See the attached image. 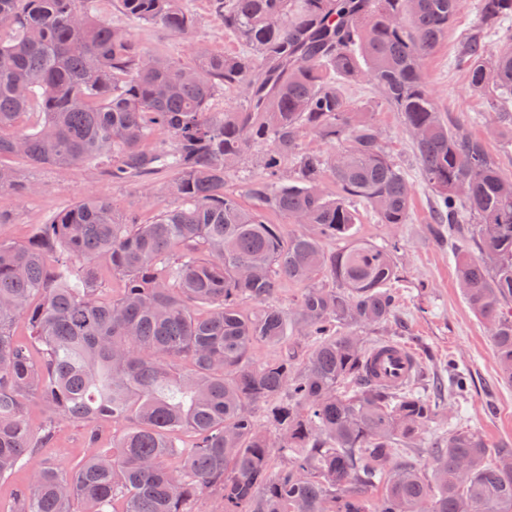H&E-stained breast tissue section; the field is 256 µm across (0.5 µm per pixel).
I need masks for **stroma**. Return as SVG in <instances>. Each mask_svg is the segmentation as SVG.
I'll use <instances>...</instances> for the list:
<instances>
[{"label":"stroma","mask_w":512,"mask_h":512,"mask_svg":"<svg viewBox=\"0 0 512 512\" xmlns=\"http://www.w3.org/2000/svg\"><path fill=\"white\" fill-rule=\"evenodd\" d=\"M188 8L197 24L189 35L178 37L162 26L125 18L118 0H95L93 4L99 19L129 29L140 46L152 51L180 59L189 58L199 46L216 53L240 51V42L225 30L224 18L212 0H188ZM478 24L475 6L469 2L455 18L447 37L427 58L424 71L439 109L464 123L472 134L483 137L487 127L477 115L484 112L485 100L470 90L464 72L454 66L461 37L474 31ZM346 91L354 111L370 113L393 159L401 166L415 168L410 138L398 113L377 102L368 81L350 84ZM14 165L21 180L34 189L23 200L10 192L0 194V210L11 216L10 223L0 224V238L18 243L28 242L38 225L92 193L111 199L117 207L138 212L147 221L175 204L164 189L166 176L162 173L152 175L155 189L147 196L139 182H112L101 167L93 164L59 169L18 159ZM432 205L431 193L417 188L409 222L392 229L377 223L365 204L356 202L359 240L378 244L393 237L401 244L397 254L400 280L396 284L400 327L375 328L366 331L365 336L373 339L393 335L399 342L411 345L425 364V384L430 389L436 383H447L449 358L466 365L473 385L463 410L443 411L438 425L447 427L460 416L476 426L490 447L512 444V386L501 379L485 326L470 310L457 285L456 263L450 251L437 245L428 232ZM86 453L83 429L68 422L59 425L50 447L40 451L42 458L68 469L74 468Z\"/></svg>","instance_id":"stroma-1"}]
</instances>
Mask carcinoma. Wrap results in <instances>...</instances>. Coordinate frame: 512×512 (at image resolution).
<instances>
[{
	"label": "carcinoma",
	"instance_id": "cac0c4a2",
	"mask_svg": "<svg viewBox=\"0 0 512 512\" xmlns=\"http://www.w3.org/2000/svg\"><path fill=\"white\" fill-rule=\"evenodd\" d=\"M214 4L242 51L198 48L184 62L96 18L89 0H0V193L33 191L6 157L99 159L118 179L167 174L177 200L143 223L90 194L27 243L0 238V481L37 458L59 421L91 426L86 458L69 471L39 461L14 512H199L204 499L211 512H512V448L489 452L467 424L431 432L441 400L417 381H371V345L355 334L395 317L399 243L355 241L352 202L405 224L419 182L434 198L431 235L451 244L458 286L512 384V177L437 108L423 70L465 0ZM119 7L178 36L197 24L185 0ZM476 10L480 29L455 65L486 96L499 138L512 119V0ZM364 77L399 112L419 180L352 111L344 85ZM226 90L244 105L218 106ZM34 109L39 123L22 128ZM307 134L337 149L305 151ZM247 158L248 204L224 183ZM336 239L339 251L327 247ZM101 264L121 284L111 299ZM287 283L301 293L285 310L274 298ZM21 320L38 358L15 338ZM264 346L276 356L258 363ZM448 377L453 403L469 373L450 360ZM33 400L45 409L36 431ZM110 420L128 427L102 448ZM415 442L427 473L409 460Z\"/></svg>",
	"mask_w": 512,
	"mask_h": 512
}]
</instances>
